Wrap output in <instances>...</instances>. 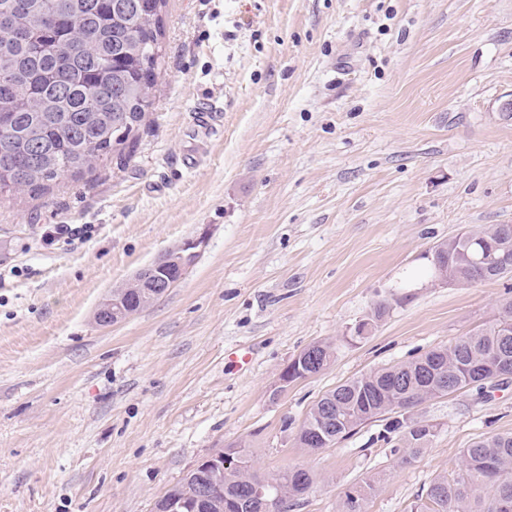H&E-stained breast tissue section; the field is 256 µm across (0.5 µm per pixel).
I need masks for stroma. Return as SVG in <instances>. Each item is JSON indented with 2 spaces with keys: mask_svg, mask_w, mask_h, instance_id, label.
Returning a JSON list of instances; mask_svg holds the SVG:
<instances>
[{
  "mask_svg": "<svg viewBox=\"0 0 512 512\" xmlns=\"http://www.w3.org/2000/svg\"><path fill=\"white\" fill-rule=\"evenodd\" d=\"M163 25L126 145L46 194L0 196V512H152L231 443L260 472L315 475L290 512H340L369 479L366 512H415L464 448L512 433V375L415 408L436 432L407 464L381 418L319 452L294 438L328 391L512 301V277L435 286L426 258L512 224V0H167ZM56 224L72 232L46 244ZM201 234L174 288L95 323L113 288ZM317 341L330 365L271 400ZM306 354L301 351L295 357H293L289 363L281 370L279 373L277 382L275 383L272 391H271V399L276 400L278 397L288 389V385L292 384L291 374H293L294 369L303 373L305 376L309 377V373L302 371L300 366H303ZM289 374V375H288Z\"/></svg>",
  "mask_w": 512,
  "mask_h": 512,
  "instance_id": "1",
  "label": "stroma"
}]
</instances>
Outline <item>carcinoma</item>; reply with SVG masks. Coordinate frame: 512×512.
<instances>
[{"instance_id": "obj_1", "label": "carcinoma", "mask_w": 512, "mask_h": 512, "mask_svg": "<svg viewBox=\"0 0 512 512\" xmlns=\"http://www.w3.org/2000/svg\"><path fill=\"white\" fill-rule=\"evenodd\" d=\"M166 0H0V193H46L66 175L93 169L129 139L152 106V89L164 56L162 12ZM470 245L448 248V269L459 280L483 282L505 277L491 268L463 260L459 250L476 253L507 242L512 260V224H491L468 230ZM154 289L129 292L123 304L140 312ZM512 321V302L502 306L485 328L432 349L421 357L373 370L323 395L310 409L297 433L302 447H313L312 426L331 448L368 420L398 404L408 420L401 431L399 461L409 462L433 438L425 435L413 409L439 397V383L453 382L448 392L470 388L469 367L497 350L508 349V361L489 375H512V335L504 336L503 320ZM330 342L312 346L310 372L330 363ZM240 467L214 486L205 512L242 497L252 483L277 484L275 502L247 504L248 512H287L288 503L315 484L310 471L288 468L260 474L246 450L234 452ZM373 485L345 492L351 503L367 499ZM198 478L187 475L160 497H193ZM429 504L422 512H503L512 503V434H497L462 451V469L450 482L432 481Z\"/></svg>"}]
</instances>
